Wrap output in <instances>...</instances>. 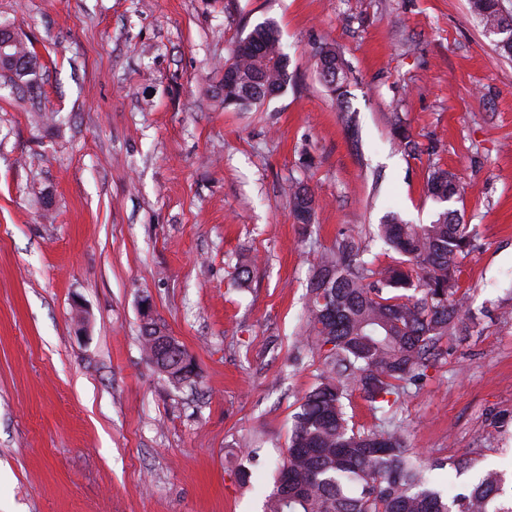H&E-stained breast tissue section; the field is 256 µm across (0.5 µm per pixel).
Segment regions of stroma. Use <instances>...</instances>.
<instances>
[{
	"mask_svg": "<svg viewBox=\"0 0 512 512\" xmlns=\"http://www.w3.org/2000/svg\"><path fill=\"white\" fill-rule=\"evenodd\" d=\"M267 21L288 87L225 108L224 62ZM1 23L40 66L34 91L0 80V512H262L322 368L300 342L315 266L343 235L388 263L373 230L430 222L434 164L478 231L457 295L494 316L394 410L448 493L462 456L512 473V57L468 0H0ZM327 43L344 114L312 65ZM395 114L419 155L395 148ZM146 300L196 383L146 356ZM294 188L290 195L289 207L296 224H299L301 228L302 236L305 237L308 235L312 224L313 195L303 182L296 183Z\"/></svg>",
	"mask_w": 512,
	"mask_h": 512,
	"instance_id": "stroma-1",
	"label": "stroma"
}]
</instances>
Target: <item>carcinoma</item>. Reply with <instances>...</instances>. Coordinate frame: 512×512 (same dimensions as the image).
Masks as SVG:
<instances>
[{
	"label": "carcinoma",
	"mask_w": 512,
	"mask_h": 512,
	"mask_svg": "<svg viewBox=\"0 0 512 512\" xmlns=\"http://www.w3.org/2000/svg\"><path fill=\"white\" fill-rule=\"evenodd\" d=\"M471 12L485 30L501 29L509 42L499 50L512 55V14L496 0H470ZM249 36L256 51L234 54L231 66L240 82L224 85V107L235 109L278 96L289 81L288 56L273 22L255 26ZM15 53L30 69L0 63V75L34 89L37 58L21 43ZM315 65L339 109L349 81L341 53L331 44L314 54ZM401 151L419 154V144L394 124ZM427 193L435 203L428 224H410L388 214L376 237L398 259L382 265L366 257L351 237L336 240L314 271L307 302L306 335L322 353L315 386L292 416L285 460L267 499V512H512V498L501 500L505 478L488 471L462 493L448 496L431 477L432 466L406 448L404 430L392 413L408 387L426 374L442 354L449 336L483 330L485 311L472 310L456 297L460 259L474 249L475 234L450 203L460 196L453 173L432 171ZM313 195L295 184L289 207L307 236ZM142 329L151 363L174 384L194 382L196 365L180 344L155 349L154 337L166 335L155 319ZM359 392L377 423L354 429L346 401Z\"/></svg>",
	"instance_id": "carcinoma-1"
}]
</instances>
